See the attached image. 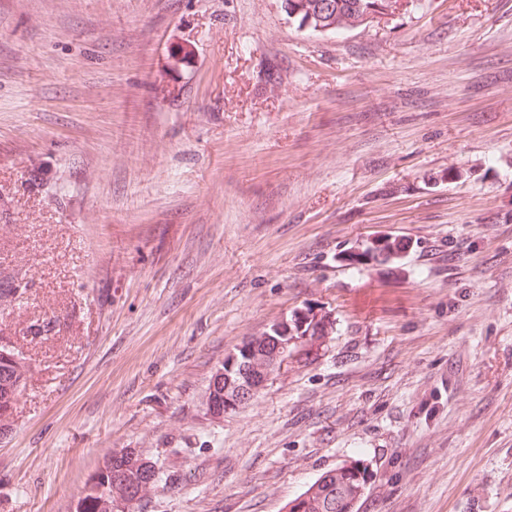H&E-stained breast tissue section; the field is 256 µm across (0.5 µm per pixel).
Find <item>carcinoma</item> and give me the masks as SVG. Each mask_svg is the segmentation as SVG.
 Returning a JSON list of instances; mask_svg holds the SVG:
<instances>
[{
  "mask_svg": "<svg viewBox=\"0 0 512 512\" xmlns=\"http://www.w3.org/2000/svg\"><path fill=\"white\" fill-rule=\"evenodd\" d=\"M300 16L322 6L330 31L354 29L364 15L384 6L385 0H296ZM393 245L379 239L361 258L388 260ZM336 332V319L309 306L273 322L261 335L243 341L224 357V365L212 376L207 397L212 415L235 409L263 389L271 377L290 360H307ZM30 368L15 359L13 350L0 345V429L6 425L13 406L26 387ZM163 476L156 463L128 454L113 456L88 479L76 512H121L130 502H140ZM368 465L353 459L320 475L307 490L288 501L285 512H356L369 489Z\"/></svg>",
  "mask_w": 512,
  "mask_h": 512,
  "instance_id": "cac0c4a2",
  "label": "carcinoma"
}]
</instances>
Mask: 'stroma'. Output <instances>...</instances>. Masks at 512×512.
<instances>
[{"instance_id": "stroma-1", "label": "stroma", "mask_w": 512, "mask_h": 512, "mask_svg": "<svg viewBox=\"0 0 512 512\" xmlns=\"http://www.w3.org/2000/svg\"><path fill=\"white\" fill-rule=\"evenodd\" d=\"M15 280L0 512H75L126 451L178 475L140 512H282L350 458L359 512H512V0L325 34L281 0H0ZM308 305L332 339L214 417L225 356ZM13 350L0 345V431L9 420L13 406L30 377V368L15 359Z\"/></svg>"}]
</instances>
